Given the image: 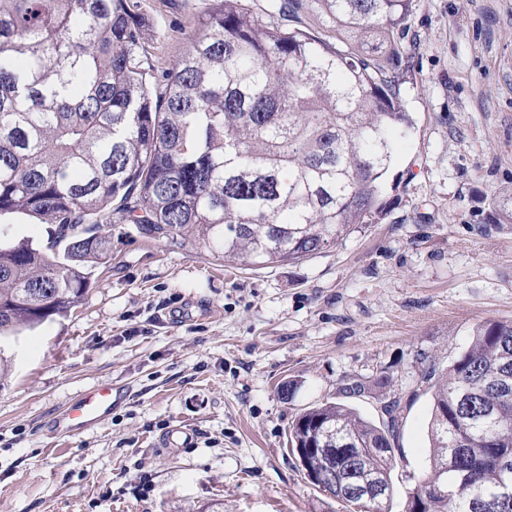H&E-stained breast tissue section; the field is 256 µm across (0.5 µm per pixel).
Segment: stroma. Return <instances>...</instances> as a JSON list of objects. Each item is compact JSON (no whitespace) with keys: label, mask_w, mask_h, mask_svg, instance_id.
Listing matches in <instances>:
<instances>
[{"label":"stroma","mask_w":512,"mask_h":512,"mask_svg":"<svg viewBox=\"0 0 512 512\" xmlns=\"http://www.w3.org/2000/svg\"><path fill=\"white\" fill-rule=\"evenodd\" d=\"M157 70L186 52L209 0H139ZM413 132L378 224L306 260L242 267L107 224L112 261L64 318L0 342V512H350L288 442L343 400L378 422L400 398L392 512L427 465V365L489 319L512 320V0H415L402 36ZM297 390L282 399L278 387ZM367 383L361 394L346 385ZM122 404L52 436L101 383Z\"/></svg>","instance_id":"obj_1"}]
</instances>
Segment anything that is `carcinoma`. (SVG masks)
I'll return each instance as SVG.
<instances>
[{"label": "carcinoma", "instance_id": "carcinoma-1", "mask_svg": "<svg viewBox=\"0 0 512 512\" xmlns=\"http://www.w3.org/2000/svg\"><path fill=\"white\" fill-rule=\"evenodd\" d=\"M414 0H273L263 23L214 0L173 68L144 67L134 0H0V215L51 225L0 244V340L67 316L112 258L102 225L244 266L303 261L387 214L408 137L401 36ZM305 13L330 28L323 35ZM512 320L490 319L448 368L432 364L429 466L458 484L421 512H512ZM400 399L377 425L336 401L289 428L305 475L355 512L391 489Z\"/></svg>", "mask_w": 512, "mask_h": 512}]
</instances>
